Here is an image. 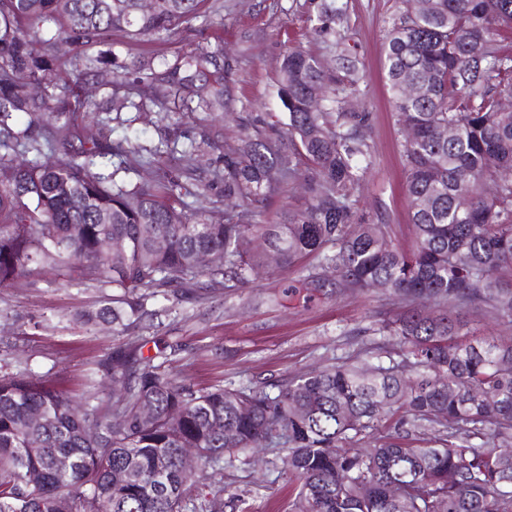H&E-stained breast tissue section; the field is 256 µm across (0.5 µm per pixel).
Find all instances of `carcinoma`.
I'll return each instance as SVG.
<instances>
[{"label": "carcinoma", "mask_w": 512, "mask_h": 512, "mask_svg": "<svg viewBox=\"0 0 512 512\" xmlns=\"http://www.w3.org/2000/svg\"><path fill=\"white\" fill-rule=\"evenodd\" d=\"M214 16L224 21L214 0H154L148 12L139 0H0V288L48 273L110 288L77 322L125 330L152 316L158 297L239 287L259 266L315 255L346 287L382 286L410 303L375 329L407 351L387 365H328L275 393L199 389L137 340L99 363L104 395L82 403L25 368L1 374L0 512H217L224 463L263 445L288 450L290 512H512V345L472 335L462 320L480 309L512 324V181L501 178L512 170V111L501 105L512 99V53L501 46L512 0H420L388 32L395 125L413 131L401 142L408 248L357 207L369 113L342 106L357 84L344 54L331 74L315 55L285 49L282 130L221 155L207 182L194 161L219 146L206 133L154 148L112 135L124 112L154 107L171 119L170 102L208 82L198 108L224 111L221 44L140 62L136 82L155 86L150 97L129 90L101 105L74 95L73 77L113 65V32L176 40L198 19L211 28ZM61 39L75 51L69 60L58 56ZM411 82L422 94L407 99ZM81 107L97 115L98 138L78 133ZM143 167L156 178L116 181ZM300 177L305 208L259 221L273 184ZM217 182L236 208L212 198ZM204 252L224 264L198 267ZM428 431L433 448L404 441ZM185 448L199 452V472L182 468Z\"/></svg>", "instance_id": "carcinoma-1"}]
</instances>
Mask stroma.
<instances>
[{
  "mask_svg": "<svg viewBox=\"0 0 512 512\" xmlns=\"http://www.w3.org/2000/svg\"><path fill=\"white\" fill-rule=\"evenodd\" d=\"M224 25L216 36L224 45V110L216 114L222 150L240 147L246 131L280 126L284 108L279 97L278 65L284 48L315 54L328 69L344 49L358 67L356 109L370 112L367 130L371 162L358 204L392 225L401 243L411 240L409 207L404 195L406 173L388 101L384 43L404 0H335L342 17L335 37H316L321 0H223ZM191 37L169 43L134 44L122 33L112 36L115 68L93 84H78L83 100L100 101L107 83L127 82L137 59L147 54L166 58L196 51ZM165 126L150 112L133 122L138 143L153 146L164 135L199 137L201 115L177 114ZM105 291L46 276L35 287L0 288V370L11 372L26 362L30 376L81 400L92 393L90 382L99 360L137 335L145 355L176 345L170 367L181 379L201 386L229 388L270 386L289 377L343 362L375 363L379 348L399 350L396 337L376 335L380 320L400 307L380 289L345 288L333 269L309 257L295 267L257 269L244 288H227L200 300L150 302L154 316L133 333L107 326L76 325L74 315L98 307ZM284 453L245 451L224 469V486L234 494V512H289L295 486L289 483Z\"/></svg>",
  "mask_w": 512,
  "mask_h": 512,
  "instance_id": "35a3bbf8",
  "label": "stroma"
}]
</instances>
